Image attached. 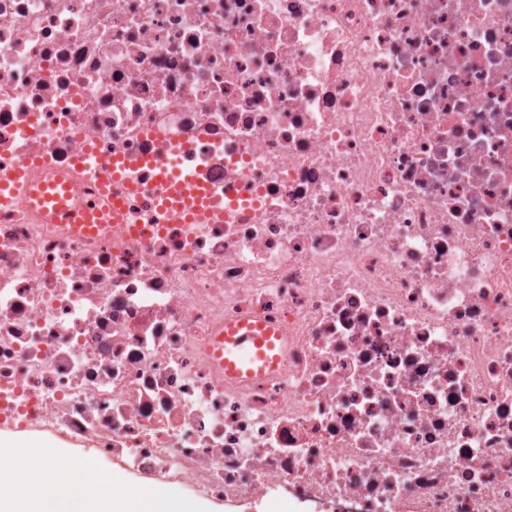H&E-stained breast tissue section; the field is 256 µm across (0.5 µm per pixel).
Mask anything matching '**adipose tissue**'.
<instances>
[{
  "label": "adipose tissue",
  "mask_w": 512,
  "mask_h": 512,
  "mask_svg": "<svg viewBox=\"0 0 512 512\" xmlns=\"http://www.w3.org/2000/svg\"><path fill=\"white\" fill-rule=\"evenodd\" d=\"M16 486L0 491V512H208L206 503H185L156 488L112 493L119 476L104 477L91 458L69 462L65 449L24 433L0 437Z\"/></svg>",
  "instance_id": "1"
}]
</instances>
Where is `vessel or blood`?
I'll return each instance as SVG.
<instances>
[{
    "label": "vessel or blood",
    "mask_w": 512,
    "mask_h": 512,
    "mask_svg": "<svg viewBox=\"0 0 512 512\" xmlns=\"http://www.w3.org/2000/svg\"><path fill=\"white\" fill-rule=\"evenodd\" d=\"M166 178L178 212L189 213L201 223L223 220V212L210 207L202 186L192 178L175 169ZM279 339L276 331L260 321L234 320L225 323L223 335L215 338L213 355L223 365L226 377L251 379L278 369L281 357L275 348Z\"/></svg>",
    "instance_id": "vessel-or-blood-1"
}]
</instances>
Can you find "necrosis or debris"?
I'll list each match as a JSON object with an SVG mask.
<instances>
[{
	"instance_id": "obj_1",
	"label": "necrosis or debris",
	"mask_w": 512,
	"mask_h": 512,
	"mask_svg": "<svg viewBox=\"0 0 512 512\" xmlns=\"http://www.w3.org/2000/svg\"><path fill=\"white\" fill-rule=\"evenodd\" d=\"M141 157L155 166H137ZM175 163L235 217L163 209ZM0 430L225 503L512 512V0H0ZM283 333L226 379L225 320Z\"/></svg>"
}]
</instances>
